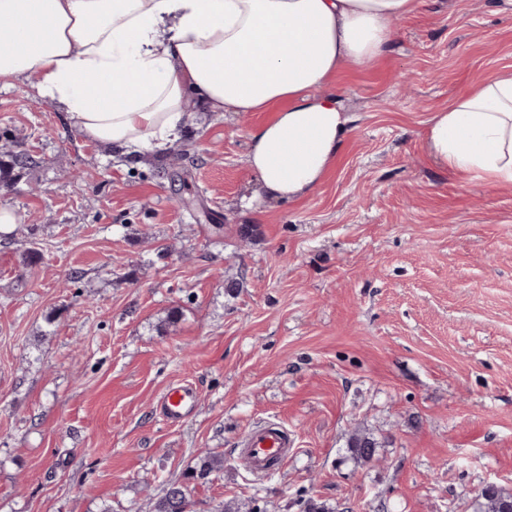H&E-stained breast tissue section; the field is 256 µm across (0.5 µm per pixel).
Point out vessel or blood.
I'll return each mask as SVG.
<instances>
[{
	"label": "vessel or blood",
	"mask_w": 512,
	"mask_h": 512,
	"mask_svg": "<svg viewBox=\"0 0 512 512\" xmlns=\"http://www.w3.org/2000/svg\"><path fill=\"white\" fill-rule=\"evenodd\" d=\"M197 407V392L188 382L169 384L159 394L156 403L161 417L172 425L188 420ZM293 446L294 442L286 428L275 422H267L244 432L237 444V455L254 474L266 476L280 468Z\"/></svg>",
	"instance_id": "1"
}]
</instances>
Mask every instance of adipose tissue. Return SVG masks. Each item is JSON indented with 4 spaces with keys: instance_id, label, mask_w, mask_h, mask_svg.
<instances>
[{
    "instance_id": "ef3b65f1",
    "label": "adipose tissue",
    "mask_w": 512,
    "mask_h": 512,
    "mask_svg": "<svg viewBox=\"0 0 512 512\" xmlns=\"http://www.w3.org/2000/svg\"><path fill=\"white\" fill-rule=\"evenodd\" d=\"M422 0H0V80L32 76L82 137L133 154L179 139L190 103L264 112L249 133L259 196L311 192L348 119L311 96L394 45ZM444 167L512 183V73L478 80L431 120Z\"/></svg>"
}]
</instances>
